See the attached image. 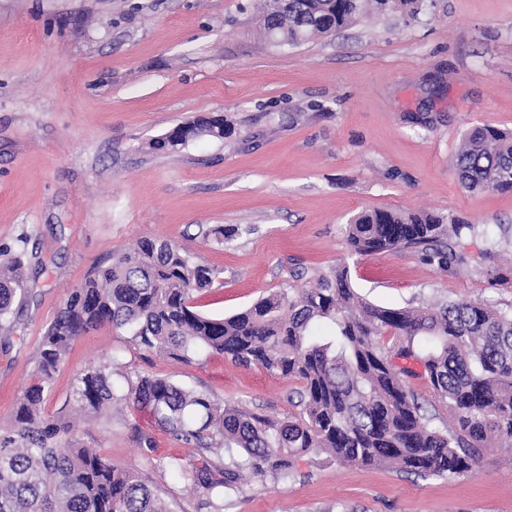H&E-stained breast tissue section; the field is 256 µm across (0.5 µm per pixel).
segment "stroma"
<instances>
[{
	"mask_svg": "<svg viewBox=\"0 0 512 512\" xmlns=\"http://www.w3.org/2000/svg\"><path fill=\"white\" fill-rule=\"evenodd\" d=\"M261 0H0V262L21 256L27 293L0 322V425L31 382L39 338L94 267L142 237L175 241L220 272L195 301L230 316L346 259L345 225L374 208L471 224L473 261L441 270L411 250L351 265L386 307L481 299L512 307V192L473 193L453 164L463 132L512 130V0H417L415 16L367 13L340 33L276 47ZM221 114L237 135L179 151L151 139ZM216 224L249 225L225 244ZM216 400L287 419L297 379L220 355L186 366L105 325L82 336L45 409H70L76 374L105 355ZM81 439L149 475L171 512H211L207 490L151 467L192 461L146 412L76 421ZM153 459V460H154ZM224 512H512V446L451 479L306 454L294 474L224 499Z\"/></svg>",
	"mask_w": 512,
	"mask_h": 512,
	"instance_id": "obj_1",
	"label": "stroma"
}]
</instances>
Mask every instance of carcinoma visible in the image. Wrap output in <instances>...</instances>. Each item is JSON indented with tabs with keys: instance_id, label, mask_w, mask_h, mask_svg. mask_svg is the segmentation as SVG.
I'll use <instances>...</instances> for the list:
<instances>
[{
	"instance_id": "carcinoma-1",
	"label": "carcinoma",
	"mask_w": 512,
	"mask_h": 512,
	"mask_svg": "<svg viewBox=\"0 0 512 512\" xmlns=\"http://www.w3.org/2000/svg\"><path fill=\"white\" fill-rule=\"evenodd\" d=\"M416 0H264L260 24L270 42L299 45L350 26L369 10L414 11ZM236 134L224 116L183 123L150 143L177 150ZM454 170L470 192L512 191V131L470 127ZM471 224H444L430 213L365 209L345 227L356 258L402 249L445 268L466 262L453 240ZM252 227L214 225L222 244ZM219 272L179 244L143 237L135 248L97 266L73 289L41 336L32 382L0 427V512H170L155 486L75 436L65 416L44 407L55 373L83 335L108 325L141 350L184 365L221 354L242 366L300 380L299 412L274 420L222 404L167 377L122 370L111 356L80 371L73 408L100 415L114 405L149 412L156 424L202 458L163 466L185 483L224 496L248 482L284 480L295 459L330 453L347 465L386 467L420 477L454 478L471 470L491 441L512 445V310L474 300L418 308L372 304L354 288L343 262L314 285L280 288L245 310L214 318L193 301ZM22 260L0 263V321L25 296ZM400 337L393 348L380 338ZM418 362L422 372L397 360ZM421 376L445 403L453 424L436 428L407 379Z\"/></svg>"
}]
</instances>
